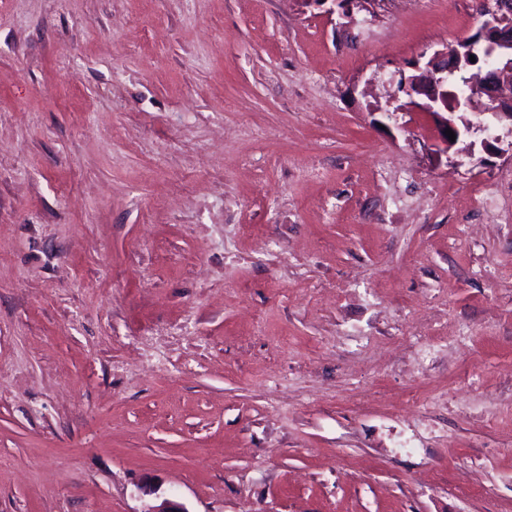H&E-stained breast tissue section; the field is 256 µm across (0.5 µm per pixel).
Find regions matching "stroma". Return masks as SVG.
<instances>
[{
	"label": "stroma",
	"mask_w": 512,
	"mask_h": 512,
	"mask_svg": "<svg viewBox=\"0 0 512 512\" xmlns=\"http://www.w3.org/2000/svg\"><path fill=\"white\" fill-rule=\"evenodd\" d=\"M480 22L0 0V512H512V154L396 110Z\"/></svg>",
	"instance_id": "stroma-1"
}]
</instances>
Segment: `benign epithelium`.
Listing matches in <instances>:
<instances>
[{
	"label": "benign epithelium",
	"mask_w": 512,
	"mask_h": 512,
	"mask_svg": "<svg viewBox=\"0 0 512 512\" xmlns=\"http://www.w3.org/2000/svg\"><path fill=\"white\" fill-rule=\"evenodd\" d=\"M483 17L480 26V34L494 48L497 60L495 66L486 72L484 77L486 96L482 103V115L484 118L469 122L463 127H458L455 120L446 112H437L433 98H414L413 91H408L410 100L398 107L400 111H409L414 108L433 113L440 130V135L445 148L453 146L445 134L450 129L455 135L461 133L479 134L483 144L491 146V142H501V137L495 134L499 126L509 123L512 125V29L503 27L502 16L512 12V0H482ZM473 52L469 39H463L454 45H449L443 50H438L425 62V65H416L417 74L404 79L406 85L414 84L420 91L434 93L438 91L442 83L448 79V71L454 70L462 61L468 60Z\"/></svg>",
	"instance_id": "1"
}]
</instances>
